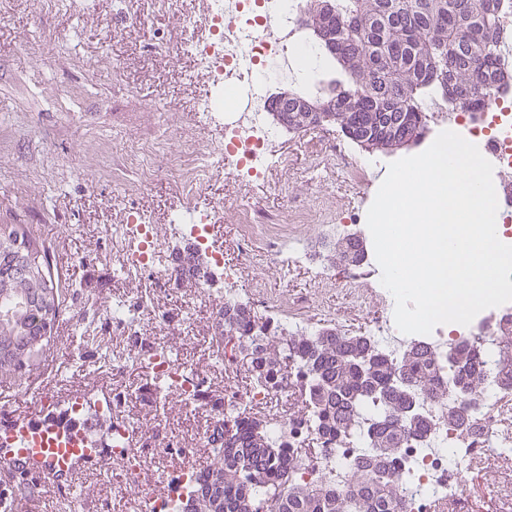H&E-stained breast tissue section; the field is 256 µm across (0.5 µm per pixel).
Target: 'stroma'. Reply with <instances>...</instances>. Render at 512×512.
Here are the masks:
<instances>
[{"instance_id":"stroma-1","label":"stroma","mask_w":512,"mask_h":512,"mask_svg":"<svg viewBox=\"0 0 512 512\" xmlns=\"http://www.w3.org/2000/svg\"><path fill=\"white\" fill-rule=\"evenodd\" d=\"M200 7L201 0H84L79 9L68 0H0V224L29 225L50 246L62 304L43 361L22 379L0 383V411H38L64 389L136 392L151 383L143 367L112 368L113 356L131 345L113 334L112 307L120 295L150 287L115 275L112 227L143 210L155 233L178 246L167 213L187 196L180 167L159 154L154 177L143 184L121 149L148 140L161 151L177 137L192 154L214 143L192 110L204 82L186 43ZM274 151L287 156L288 167L272 168L263 182L217 179L203 168L193 176L204 197L224 202L216 241L225 263L242 265L240 286L253 306L275 305L312 327L370 334L386 309L353 297L322 259L335 246L331 224L342 210H368L393 155L368 152L334 126L281 131ZM360 162L368 166L361 175ZM270 226L301 239L306 261L274 263L263 240ZM188 300L194 307L184 325ZM220 303L186 281L161 297L166 320L143 321L145 335L204 375L215 394L224 388L212 328ZM126 414L207 461L209 409L172 393L160 407L130 400ZM463 485L449 512H512V451L478 461ZM127 495L118 475L89 471L72 500L76 512H126Z\"/></svg>"}]
</instances>
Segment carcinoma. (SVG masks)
<instances>
[{"mask_svg": "<svg viewBox=\"0 0 512 512\" xmlns=\"http://www.w3.org/2000/svg\"><path fill=\"white\" fill-rule=\"evenodd\" d=\"M444 7L431 15L414 10V0H336L343 18L378 17L356 39H329L323 56L316 95L326 99L355 98L346 126H363L371 112V98L381 92L406 96L393 121L399 128L425 132L421 96L440 86L424 75L422 54L441 55L448 91L473 89L468 103L485 111L491 92L485 90L496 71L492 56L499 39L498 14L503 0H440ZM470 17L487 21L491 43L466 45L450 54L448 45L462 37ZM59 291L50 275V252L21 224H0V379L22 374L42 355L59 316ZM234 336L224 334L221 321L215 330L224 345L238 350L251 378L261 382L288 371L306 377L299 406L315 434L345 438L357 431V410L367 403L382 410L383 422L367 431L370 458L355 471L352 486L343 492L307 486L287 472L288 449L269 438L265 420L253 413L233 411L220 425L222 441L206 468L189 488L183 512H403L396 484L400 449L431 430L425 417H406L410 391L419 388L439 398L460 391L477 392L494 379L504 394L512 395V329L496 336H470L450 348L448 377L440 378V363L430 348L413 346L400 361L390 362L379 352L367 356L369 366L354 358L366 353V336H349L334 328L313 333L294 332L279 344L239 308ZM491 349L498 361L487 372L482 352ZM405 380L410 389L397 390L392 378Z\"/></svg>", "mask_w": 512, "mask_h": 512, "instance_id": "1", "label": "carcinoma"}]
</instances>
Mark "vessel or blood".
<instances>
[{"mask_svg": "<svg viewBox=\"0 0 512 512\" xmlns=\"http://www.w3.org/2000/svg\"><path fill=\"white\" fill-rule=\"evenodd\" d=\"M111 403L108 390L94 403L63 390L50 409L0 416V512H14L22 489L72 487L89 466L111 469L112 440L99 435L102 409Z\"/></svg>", "mask_w": 512, "mask_h": 512, "instance_id": "b4317fda", "label": "vessel or blood"}]
</instances>
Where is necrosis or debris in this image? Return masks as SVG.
<instances>
[{
  "label": "necrosis or debris",
  "mask_w": 512,
  "mask_h": 512,
  "mask_svg": "<svg viewBox=\"0 0 512 512\" xmlns=\"http://www.w3.org/2000/svg\"><path fill=\"white\" fill-rule=\"evenodd\" d=\"M300 4L301 0H210L201 31L191 35L186 48L194 56L198 70L210 82L211 90L208 97L201 99L200 109L216 132L217 140L212 148L192 159L182 143L169 142L170 158L180 160L186 169L198 160L225 176L249 181L263 179L270 165L287 167V157L276 158L271 154L279 132L268 124L266 112L259 104L265 101L270 85L302 73L298 47L311 51L316 48L297 23ZM228 89L247 94L240 116L227 115L224 110V92ZM424 112L435 117L433 132L451 130L475 139L495 173L512 170V100L495 97L486 112L474 121L467 120L465 108H448L444 100L434 96L425 99ZM223 211V203L213 200L180 205L171 210L168 221L187 245L207 256L208 265L201 269L198 279L199 292L205 297L221 296V308L226 311L237 304L239 297L228 288L231 274L224 267V254L212 243L213 229ZM112 239L121 273L153 283L151 289L126 300L122 309L112 314L113 330L134 339L125 355L113 359L114 369H121L128 361L147 366L154 377L169 381L187 403L210 401L212 421L216 424L232 410L249 411L264 407L273 398H294L298 378L278 375L272 382L252 386L245 392L225 386L219 398L207 399L201 378L188 375L183 366L171 362L165 347L143 337L141 332V315L155 313L158 295L179 283L168 265L166 242L155 236L152 224L141 214L116 225ZM510 325L512 304L498 314L482 311L467 326H437L428 335L401 333L394 317L389 316L375 327L371 340L393 361L417 344L430 346L436 357L444 359L449 345L468 336H489L496 328ZM128 397L125 391L112 393V421L130 439L127 450L117 454L131 493L130 512H160L147 477V458L160 442L154 435L141 438L140 428L125 417L123 409ZM502 399L493 384L478 392L472 414L479 432L471 435L464 429L449 426L447 401L418 394L416 401L421 413L434 420L435 425L400 451L402 479L398 495L404 512H433L435 499L460 494L461 471L468 462L512 447V430L502 427L498 419ZM365 453L361 436L341 443L328 438L312 460L297 459L293 465L298 480L304 484L312 487L328 484L341 490L349 484L355 462Z\"/></svg>",
  "instance_id": "obj_1"
}]
</instances>
